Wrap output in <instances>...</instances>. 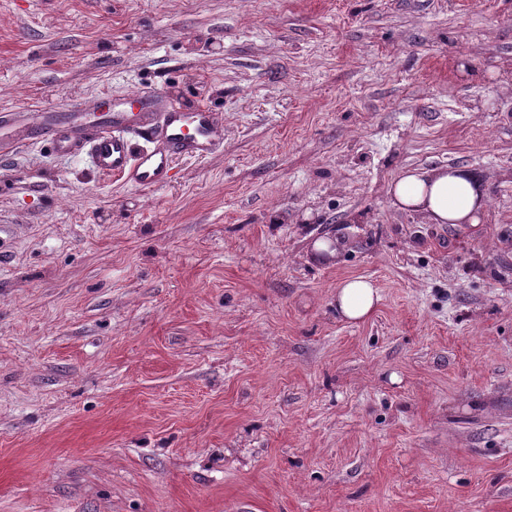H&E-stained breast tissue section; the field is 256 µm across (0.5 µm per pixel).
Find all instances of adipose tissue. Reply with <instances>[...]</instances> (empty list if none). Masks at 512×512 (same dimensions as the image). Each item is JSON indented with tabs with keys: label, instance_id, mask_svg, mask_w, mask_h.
Returning <instances> with one entry per match:
<instances>
[{
	"label": "adipose tissue",
	"instance_id": "1",
	"mask_svg": "<svg viewBox=\"0 0 512 512\" xmlns=\"http://www.w3.org/2000/svg\"><path fill=\"white\" fill-rule=\"evenodd\" d=\"M389 196L397 209L425 214L435 224H477L488 199L482 177L461 166L407 170L390 185ZM379 301L365 279H347L336 288V311L350 323L367 319Z\"/></svg>",
	"mask_w": 512,
	"mask_h": 512
}]
</instances>
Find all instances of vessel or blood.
<instances>
[{
	"mask_svg": "<svg viewBox=\"0 0 512 512\" xmlns=\"http://www.w3.org/2000/svg\"><path fill=\"white\" fill-rule=\"evenodd\" d=\"M143 144L132 149L133 137ZM19 142L46 141L58 154L84 158L136 189L166 184L177 157L205 158L224 144L223 119L203 104L163 94H131L120 105L102 97L69 114L44 112L16 127Z\"/></svg>",
	"mask_w": 512,
	"mask_h": 512,
	"instance_id": "b4317fda",
	"label": "vessel or blood"
}]
</instances>
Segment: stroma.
Segmentation results:
<instances>
[{"label":"stroma","instance_id":"stroma-1","mask_svg":"<svg viewBox=\"0 0 512 512\" xmlns=\"http://www.w3.org/2000/svg\"><path fill=\"white\" fill-rule=\"evenodd\" d=\"M151 90L223 115L165 186L0 152V512H512V0H0V114ZM388 192L397 209L423 213L433 224H478L488 199L482 177L461 166L409 169ZM380 299L378 290L370 281L346 279L336 288V311L344 321L359 323L374 312Z\"/></svg>","mask_w":512,"mask_h":512}]
</instances>
